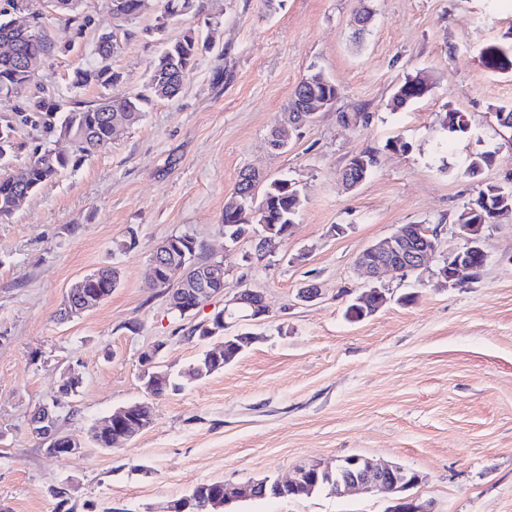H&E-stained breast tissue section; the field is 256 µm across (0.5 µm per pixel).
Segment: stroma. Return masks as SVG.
Returning <instances> with one entry per match:
<instances>
[{"label": "stroma", "mask_w": 512, "mask_h": 512, "mask_svg": "<svg viewBox=\"0 0 512 512\" xmlns=\"http://www.w3.org/2000/svg\"><path fill=\"white\" fill-rule=\"evenodd\" d=\"M197 16L170 24L209 28L214 47L181 92L154 102L120 129L107 151L65 170L0 220V503L11 512H56L65 489L73 512H166L194 485L286 479L301 465L361 455L419 472L410 495L432 512H512V212L486 226L487 261L477 280L437 288L433 270L388 274L387 303L346 319L348 294L367 279L358 254L402 224L438 231L442 250L464 246L456 217L478 192L463 174L470 155L493 151L482 180L512 187V134L493 110L512 107V72L490 69L482 50L512 45V0H201ZM375 12L361 42L353 18ZM93 29L70 53L47 57L39 74L61 95L95 103L91 69L98 31L112 24L107 0H80ZM156 13L127 23L111 64L136 89L159 44L144 37ZM321 72L341 90L333 107L293 136L284 151L266 140L293 88ZM426 76L429 93L391 106L406 77ZM466 113L467 134L442 126ZM347 113L343 126L339 113ZM407 152L387 148L392 139ZM372 174L349 190L339 172L364 149ZM287 178L303 204L287 242L264 258L251 242L224 238V204L242 169ZM188 234L204 260L224 264V293L192 315L172 314L150 289V255ZM117 288L89 312L60 319L70 286L102 268ZM317 284L320 298L298 297ZM246 287L267 313L231 320L228 335L255 342L223 371L182 381L150 398L141 358L179 374L202 355L194 324ZM416 294L414 303L400 298ZM81 385L60 421L86 440L92 426L129 403L152 407L150 425L128 444L88 445L52 456L28 428L69 376ZM390 494L267 498L224 512H388Z\"/></svg>", "instance_id": "stroma-1"}]
</instances>
